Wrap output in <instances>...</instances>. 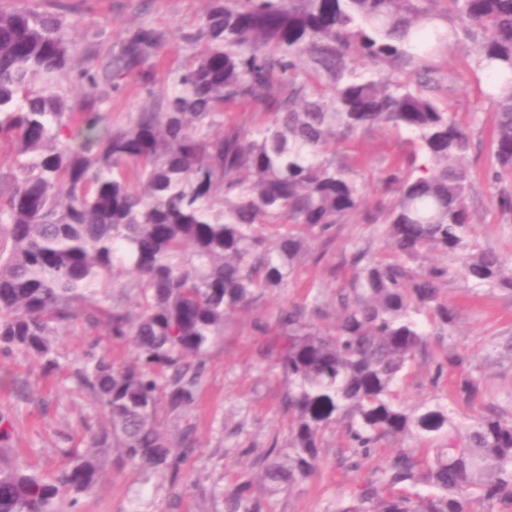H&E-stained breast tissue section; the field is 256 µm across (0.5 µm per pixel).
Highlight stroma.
I'll return each mask as SVG.
<instances>
[{
	"mask_svg": "<svg viewBox=\"0 0 512 512\" xmlns=\"http://www.w3.org/2000/svg\"><path fill=\"white\" fill-rule=\"evenodd\" d=\"M42 9L60 14L71 25L72 53L76 65L92 57L118 52L123 32L142 25L162 36L160 64L154 73L156 90L165 89L175 71L191 58L193 49L182 36L194 31L204 14L206 0H38ZM449 74L436 99L471 130L469 161L472 168L468 205L473 224L470 238L480 246L512 256V222L495 204V189L484 177L493 161L494 106L485 97L488 79L477 70L468 41L449 46L439 59ZM152 104L137 76L126 78L119 90H106L102 105L112 125L123 124L130 113ZM406 132L385 125L360 133L352 160L353 176L363 184L370 204L389 202L382 183L393 156L409 151ZM371 227L353 217L336 225L330 241L315 243L298 267L296 277L282 289L266 293L256 306L235 313L223 337L209 350L205 380L196 404L179 415L158 408L156 424L169 440L190 432L193 451L182 464L179 482L169 475L116 467L105 457L101 478L92 493L80 496L79 512H224L222 491L254 477L256 495L265 512H331L336 504L353 497L367 470L385 463L392 451L407 447L404 439L385 441L372 449L361 470L346 467L351 455L342 424L324 434L317 475L288 491L265 494L258 477L267 448L288 445L287 385L277 370L268 368L259 355L276 336L275 318L282 309L307 303L309 287L322 288L327 316L316 323L333 332L336 323V290L349 276L354 253L371 246L383 257L381 241H370ZM421 264L447 263L450 270L443 296L460 316L452 345L466 354L489 391L488 399L512 415V294L490 285L466 281L456 262L431 253ZM266 322L259 333L256 322ZM107 354L117 364L134 363L131 344H115L107 336L83 325L70 327L58 340L60 367L41 372L23 355L0 356V414L13 421L10 454L38 473L48 475L63 463L66 448L86 450L89 432L108 428L109 420L93 397L71 376L75 360L87 350ZM446 347L431 345L427 357L417 359L398 390L402 400L417 404L434 394L452 392L458 374L445 370L439 383L431 377Z\"/></svg>",
	"mask_w": 512,
	"mask_h": 512,
	"instance_id": "1",
	"label": "stroma"
}]
</instances>
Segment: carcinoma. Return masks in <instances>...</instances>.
<instances>
[{"label":"carcinoma","mask_w":512,"mask_h":512,"mask_svg":"<svg viewBox=\"0 0 512 512\" xmlns=\"http://www.w3.org/2000/svg\"><path fill=\"white\" fill-rule=\"evenodd\" d=\"M461 37L478 70L504 75L486 92L497 108L486 178L512 217V0H208L185 36L200 50L159 96L156 30L125 31L118 53L76 71L60 15L0 10V151L12 160L0 190V354L55 371V342L79 322L137 351L126 366L85 352L72 377L110 429L49 477L4 454L12 421L0 415V512H59L65 497L94 488L105 448L178 479L187 449L156 429L160 401L192 407L230 316L288 285L312 242L365 208L336 156L383 124L413 135L384 173L395 199L366 216L397 258L354 255L333 334L311 320L325 313L319 288L309 305L279 313L272 353L288 382V447L267 451L266 493L313 476L324 432L345 422L356 469L389 438L419 447L397 449L335 512L512 507V418L493 403L475 408L484 385L466 355L450 347L436 366L438 376L458 371L451 395L406 405L396 392L430 340L453 337L458 317L441 296L448 266L410 261L441 252L465 280L512 293V263L468 240L469 126L432 95L447 79L435 53ZM132 75L158 103L114 127L95 90ZM233 108L264 119L224 120ZM121 274L133 310L101 288ZM453 404L472 413L458 420ZM223 496L224 512H263L248 479Z\"/></svg>","instance_id":"1"}]
</instances>
